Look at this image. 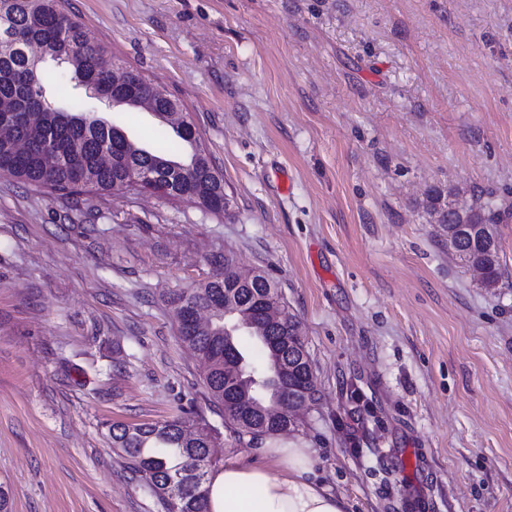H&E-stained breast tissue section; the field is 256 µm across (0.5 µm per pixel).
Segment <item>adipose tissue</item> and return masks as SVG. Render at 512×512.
Returning <instances> with one entry per match:
<instances>
[{
	"label": "adipose tissue",
	"instance_id": "adipose-tissue-1",
	"mask_svg": "<svg viewBox=\"0 0 512 512\" xmlns=\"http://www.w3.org/2000/svg\"><path fill=\"white\" fill-rule=\"evenodd\" d=\"M261 462H237L208 480V512H346L341 498L315 479L312 449L270 440Z\"/></svg>",
	"mask_w": 512,
	"mask_h": 512
}]
</instances>
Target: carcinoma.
I'll return each mask as SVG.
<instances>
[{"mask_svg":"<svg viewBox=\"0 0 512 512\" xmlns=\"http://www.w3.org/2000/svg\"><path fill=\"white\" fill-rule=\"evenodd\" d=\"M102 46L89 41L83 24L68 13L62 0H0V110L15 117L11 131L0 136V172L35 187L72 193L85 187L111 192L143 173L157 176L168 196L184 199L204 209L224 207V177L212 165L197 138L169 120L172 102L152 84L119 83L115 74L123 67L100 64ZM51 61L65 69L71 90L54 95L44 80L43 65ZM95 83L109 96L153 109L161 125L160 136L147 150L124 131L98 117L84 84ZM456 188L433 186L426 207L440 216V228L448 233V250L467 266L480 268L485 279L499 282L505 267L501 257L498 224L507 213L491 203L470 207V223L458 229L450 210ZM239 277L230 261L204 288L176 293L173 301L196 307L224 305V282ZM278 296L270 279L258 274L252 287L237 289V313L220 312L203 326L180 332L204 370L210 401L222 413L238 439L270 437L294 430L281 404L298 406L293 386L283 388L282 368L301 363L309 382L308 402H315L312 362L297 322L281 305L283 316L264 331L265 339L253 338L252 351L266 363L263 391L253 390L251 370L239 341L229 334L233 324L254 310L257 297ZM234 354L235 369L224 367V351ZM112 447L118 449L133 475L157 496L165 512H207V469L214 462L216 432L194 419L183 408L162 423L111 425Z\"/></svg>","mask_w":512,"mask_h":512,"instance_id":"carcinoma-1","label":"carcinoma"}]
</instances>
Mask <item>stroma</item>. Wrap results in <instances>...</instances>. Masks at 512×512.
<instances>
[{
	"mask_svg": "<svg viewBox=\"0 0 512 512\" xmlns=\"http://www.w3.org/2000/svg\"><path fill=\"white\" fill-rule=\"evenodd\" d=\"M107 64L165 88L232 216L0 173V483L13 512H162L108 428L209 400L172 297L225 260L276 284L316 402L290 440L349 512H512V0H64ZM151 147L157 120L100 103ZM491 202L482 287L423 207Z\"/></svg>",
	"mask_w": 512,
	"mask_h": 512,
	"instance_id": "stroma-1",
	"label": "stroma"
}]
</instances>
